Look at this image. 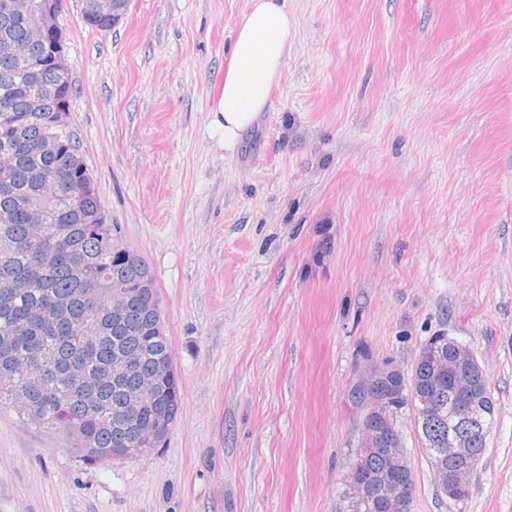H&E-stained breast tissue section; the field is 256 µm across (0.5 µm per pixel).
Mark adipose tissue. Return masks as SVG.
Returning <instances> with one entry per match:
<instances>
[{
	"mask_svg": "<svg viewBox=\"0 0 512 512\" xmlns=\"http://www.w3.org/2000/svg\"><path fill=\"white\" fill-rule=\"evenodd\" d=\"M292 22L284 0H251L235 32L220 98L224 147L232 151L283 76Z\"/></svg>",
	"mask_w": 512,
	"mask_h": 512,
	"instance_id": "1",
	"label": "adipose tissue"
}]
</instances>
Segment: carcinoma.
I'll use <instances>...</instances> for the list:
<instances>
[{"instance_id": "cac0c4a2", "label": "carcinoma", "mask_w": 512, "mask_h": 512, "mask_svg": "<svg viewBox=\"0 0 512 512\" xmlns=\"http://www.w3.org/2000/svg\"><path fill=\"white\" fill-rule=\"evenodd\" d=\"M27 20L0 14V34L26 44ZM41 89L69 108L73 87L59 88L53 73L42 67ZM12 86L7 108L12 119L0 122V148H10L17 158L13 191H0V212L11 215L6 235L10 249L0 248V373L14 379V389L0 390V407L17 408L26 401L30 414L17 412L25 421L57 433L80 454L89 445L104 453L124 447L128 436L116 413L128 395L145 401L141 415L146 424L174 426L181 406L178 377H169V389L151 393L146 381L162 370L171 345L156 337L153 299L143 298L119 315H113V295L99 283L104 278L121 287L155 284L149 264L128 258L112 247L121 240L118 225L101 235L97 218L104 214L97 193L86 189L91 174L79 154L71 126L59 133L60 148L52 156L37 147L46 134L57 131L50 112L26 111L32 87L14 76L10 57L0 52V83ZM45 170L61 193L72 202L49 212L47 223L35 224L25 210L23 198L40 190L35 171ZM423 345L417 355L410 389H402L403 404L413 409L420 452L428 463L448 452V408L461 396L449 385L433 388L442 376L453 379L465 372L456 355L443 348L441 359L426 355ZM130 355L134 362L114 377L112 360ZM362 430L381 434L377 448L357 445L347 480L367 484L368 497L376 499V512H411L415 477L406 467L398 477V490L386 491L373 476L389 464L387 449L395 438L374 415H364Z\"/></svg>"}]
</instances>
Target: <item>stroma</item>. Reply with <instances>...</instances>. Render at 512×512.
I'll use <instances>...</instances> for the list:
<instances>
[{
    "instance_id": "obj_1",
    "label": "stroma",
    "mask_w": 512,
    "mask_h": 512,
    "mask_svg": "<svg viewBox=\"0 0 512 512\" xmlns=\"http://www.w3.org/2000/svg\"><path fill=\"white\" fill-rule=\"evenodd\" d=\"M248 0L59 18L100 204L151 266L182 405L154 453L84 465L0 408V512H339L365 367L448 334L497 404L470 496L411 408L412 512H512V0H286L281 81L234 151L218 111Z\"/></svg>"
}]
</instances>
